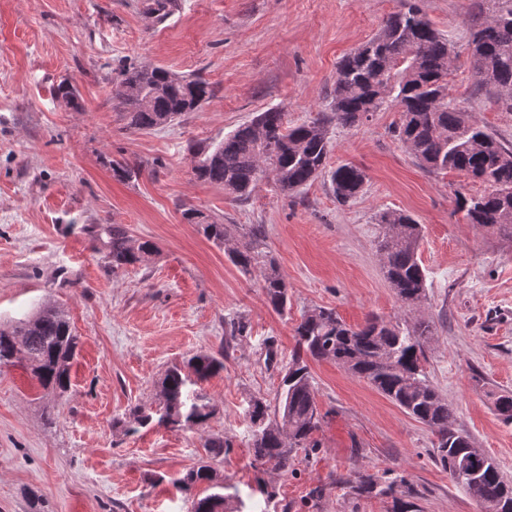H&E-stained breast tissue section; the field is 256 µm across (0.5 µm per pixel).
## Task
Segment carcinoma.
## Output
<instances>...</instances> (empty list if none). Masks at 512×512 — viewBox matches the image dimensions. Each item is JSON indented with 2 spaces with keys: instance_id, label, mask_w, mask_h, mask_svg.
<instances>
[{
  "instance_id": "cac0c4a2",
  "label": "carcinoma",
  "mask_w": 512,
  "mask_h": 512,
  "mask_svg": "<svg viewBox=\"0 0 512 512\" xmlns=\"http://www.w3.org/2000/svg\"><path fill=\"white\" fill-rule=\"evenodd\" d=\"M177 6L178 0H143L142 12L161 23ZM471 47L477 89L493 93L502 111L512 112V0H502L495 14L475 23ZM450 68L448 39L412 4L389 16L374 37L342 60L331 111L294 125L279 108L259 112L218 143L195 149L193 173L199 180L223 186L239 200L248 199L265 174L273 175L279 190L288 193L326 173L336 200L346 203L361 192L365 174L350 164L326 170L330 127L335 123L353 127L370 113L393 106L399 114L394 137L421 167L463 172L485 185L479 195L456 197V211L464 213L467 223L512 234V149L449 99ZM115 80L123 120L133 131L166 127L197 110L213 94L205 79L161 66L123 64ZM55 93L79 107L78 91L69 81H60ZM110 168L122 182H131L141 173L140 165L126 160H112ZM183 217L213 243L232 245L230 260L246 272L258 269L267 302L278 313L288 311L287 282L277 264L268 259L259 229L220 224L194 208L185 210ZM377 223L390 228L378 240L386 277L401 307L411 311L426 297V274L418 259L421 225L397 210L381 212ZM92 241L106 252L114 270L142 263L157 252L152 241L132 237L121 224L96 225ZM294 333L295 349L285 367L278 404L272 407L258 397L247 402L245 417L254 427L255 461L286 472L296 450L318 447L314 434L321 427V417L305 358L331 361L429 427L437 438L439 461L451 480L467 491L475 485L487 512H498L504 495L512 493V484L504 480L491 456L473 459L471 438L454 425V406L428 380L422 358L432 336L429 322L420 318L402 326L370 318L351 326L335 310L314 307L301 315ZM19 336L24 337L32 379L44 390L67 392L79 340L63 313L46 307L11 330L0 329L1 365L14 359ZM187 369L186 373L173 365L166 370L161 381L162 406L131 411L138 426L200 429L206 424L215 405L198 384L223 370L224 361L199 352L188 360ZM494 407L503 422L512 424L511 392L494 395ZM181 483L187 488L206 483L210 489L193 500L191 512H224L231 499L220 492L224 484L214 480L208 465L188 470ZM351 488L357 494L391 495L397 512H411L412 504L406 501L411 490H398L395 481L361 474L352 480Z\"/></svg>"
}]
</instances>
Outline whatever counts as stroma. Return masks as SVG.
<instances>
[{
    "mask_svg": "<svg viewBox=\"0 0 512 512\" xmlns=\"http://www.w3.org/2000/svg\"><path fill=\"white\" fill-rule=\"evenodd\" d=\"M412 3L453 50L451 99L512 147V113L473 85L472 23L498 0H181L159 24L140 0H0V325L52 306L79 338L66 393L42 390L24 363L0 366V512H190L203 488L181 479L202 460L243 512H394L391 498L352 492L358 473L405 480L417 512H479L442 468L431 430L328 361L308 363L324 416L317 447L298 450L284 473L255 462L247 401L275 403L294 328L316 306L353 326L430 320V382L512 482V424L492 398L512 392V236L455 211L456 195L483 192L481 182L422 169L393 136L392 108L331 128L328 168L365 174L345 204L325 177L287 196L268 175L241 201L192 173L190 144L219 141L258 112L277 107L300 124L329 111L341 59ZM125 63L203 76L214 94L172 125L126 129L113 81ZM64 79L82 110L56 98ZM113 159L141 164V176L117 181ZM187 208L262 227L288 284L287 314L268 305L258 273L183 219ZM386 210L422 227L428 288L411 311L376 248ZM98 224L125 225L159 251L111 270L92 248ZM200 351L224 355L202 384L216 405L202 429L119 426L134 406L158 407L166 368ZM209 439L227 443L224 455L211 456Z\"/></svg>",
    "mask_w": 512,
    "mask_h": 512,
    "instance_id": "35a3bbf8",
    "label": "stroma"
}]
</instances>
